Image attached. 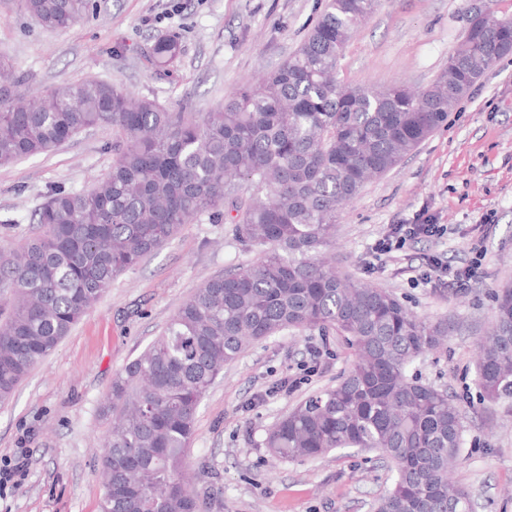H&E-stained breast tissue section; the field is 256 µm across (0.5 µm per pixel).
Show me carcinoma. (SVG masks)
I'll use <instances>...</instances> for the list:
<instances>
[{"instance_id":"1","label":"carcinoma","mask_w":512,"mask_h":512,"mask_svg":"<svg viewBox=\"0 0 512 512\" xmlns=\"http://www.w3.org/2000/svg\"><path fill=\"white\" fill-rule=\"evenodd\" d=\"M378 0H325L303 43L257 84L209 112L170 110L104 80L33 95L0 63V166L49 154L81 131L110 129L111 170L92 188L48 191L42 231L0 250V403L110 288L182 226L206 216L232 225L258 258L197 288L162 332L112 378L111 419L95 463L100 512H211L184 480L197 409L224 365L253 342L296 329L336 331L354 359L336 384L266 432L264 448L305 461L338 448L378 451L396 472L375 512H470L451 480L463 417L448 394L408 374L438 350L431 324L394 294L341 274L323 250L336 218L365 184L397 167L501 57L512 21L475 12L426 88L348 84L338 62ZM49 29H65L88 0H26ZM179 42L157 40L160 71ZM491 332L477 346L480 400L512 401V287L493 293Z\"/></svg>"}]
</instances>
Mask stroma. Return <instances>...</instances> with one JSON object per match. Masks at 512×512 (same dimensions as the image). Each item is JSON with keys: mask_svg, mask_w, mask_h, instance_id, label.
I'll return each mask as SVG.
<instances>
[{"mask_svg": "<svg viewBox=\"0 0 512 512\" xmlns=\"http://www.w3.org/2000/svg\"><path fill=\"white\" fill-rule=\"evenodd\" d=\"M512 15V0H380L339 60L346 82L401 81L428 86L448 62L470 15L485 4ZM324 0H90L87 16L48 29L25 0H0V58L27 76L30 91L98 79L165 107L204 112L276 69L306 38ZM174 36L180 55L157 72L147 53ZM115 135L82 131L49 155L0 166V248L35 234V210L51 187L89 189L111 168ZM450 233L425 243L429 254L459 264L484 238L482 278L452 291L413 286L406 260L374 258V243L418 214ZM492 215L483 236L480 221ZM340 272L386 289L412 312L449 328L446 349L414 370L446 390L464 418L463 454L454 474L472 494L473 512H512V403L480 402L475 344L493 321V292L512 284V54L486 72L447 122L392 171L367 184L340 214L333 247ZM230 225L208 219L184 225L138 266L118 275L51 356L0 405V465L21 456L27 467L0 487V512H99L102 478L94 465L108 420L100 407L112 375L133 360L180 305L211 277L255 260ZM314 372L298 390L276 385L300 376L308 352ZM353 360L336 332L290 329L249 346L199 405L186 450L188 478L212 500L213 512H374L393 474L378 452L355 448L304 462L269 461L267 429L311 395L332 386Z\"/></svg>", "mask_w": 512, "mask_h": 512, "instance_id": "35a3bbf8", "label": "stroma"}]
</instances>
